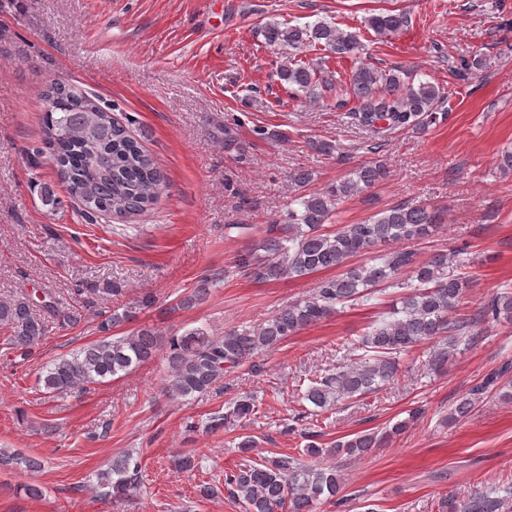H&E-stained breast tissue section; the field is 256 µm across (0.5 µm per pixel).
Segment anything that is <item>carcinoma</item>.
<instances>
[{
  "instance_id": "carcinoma-1",
  "label": "carcinoma",
  "mask_w": 512,
  "mask_h": 512,
  "mask_svg": "<svg viewBox=\"0 0 512 512\" xmlns=\"http://www.w3.org/2000/svg\"><path fill=\"white\" fill-rule=\"evenodd\" d=\"M407 25L404 13L382 12L365 18V26L381 37L392 36ZM261 31L267 45L288 47L287 60L277 75L291 86V93L309 100L336 89L326 76L329 60H354L363 51L357 35L326 21L303 27L267 23ZM311 51L320 52L318 62L299 58ZM484 65L481 57L461 58L453 71L465 76ZM446 100L440 88L428 82L414 83L412 74L405 70L366 64L351 71L345 94H336L337 107H349L356 125L375 135L406 129L422 131L438 115L446 114ZM42 108L47 148L36 147L32 155L39 159L44 150H49L57 175L81 217L94 224L103 216H128L151 209L164 188V176L126 126L112 118L109 108L100 105L97 96L52 83L43 94ZM386 175L385 164L377 161L355 169L323 191L295 198L288 219L263 225L258 243L239 252L233 266L224 269L226 276L235 272L257 282L341 270L320 279L309 296L279 309L258 325L230 329L222 336H212L203 328L162 336L147 327L128 336H106L50 361L38 382L48 394L74 388L87 390L122 377L163 350L169 372L166 393L172 399L185 400L212 389L257 355L328 318L336 313L337 306L368 301L388 288H403L405 293L362 337L361 346L370 352L369 357L338 366L336 372L315 379L306 389L305 399L325 410L335 401L375 393L398 379L401 356L436 339L439 343L428 352L427 365L435 372L441 371L455 347L470 346L480 339L481 322L502 317L512 320V293H501L473 316L462 313L460 306L470 281L448 275V263L456 252H438L423 260L414 250L390 249L398 242L426 239L443 223L442 212L429 205L398 204L359 224H346L334 232L325 229L338 205ZM369 253L376 254L371 262L348 264L349 259ZM210 283L209 277L202 278L180 305L190 308L202 303L209 295ZM152 304V297L145 296L132 308L99 311L98 329L107 333ZM83 319L81 312L54 304L38 313L23 297L0 302V324L10 329L6 345L22 361L39 351L52 327L74 326ZM485 389L486 384L477 385L459 398L449 418L467 416ZM254 411L253 399L243 396L226 413L211 417L207 428L217 431L232 426L251 417ZM420 416V410H412L407 418L384 431L345 435L327 448L312 440L304 449L307 461L284 454L243 463L225 476L224 487L245 512H314L317 503L335 498L342 485L340 471L321 466L316 459L335 454L356 457L382 448ZM13 463L30 471L44 467L36 457L0 451V466ZM139 473V463L132 457L117 458L109 469L98 474V486L105 489V496L122 502L138 490ZM511 503L512 485L493 494L476 490L466 498L450 495L446 508L447 512H506Z\"/></svg>"
}]
</instances>
